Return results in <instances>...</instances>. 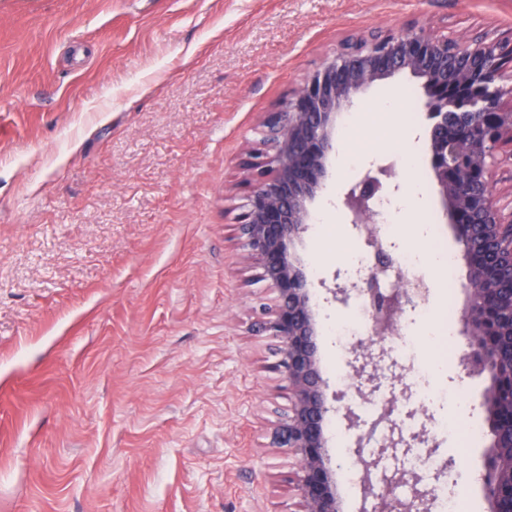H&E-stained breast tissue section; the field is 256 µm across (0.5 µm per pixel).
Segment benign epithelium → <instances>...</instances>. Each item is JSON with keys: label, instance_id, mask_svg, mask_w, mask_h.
I'll use <instances>...</instances> for the list:
<instances>
[{"label": "benign epithelium", "instance_id": "7a95c632", "mask_svg": "<svg viewBox=\"0 0 512 512\" xmlns=\"http://www.w3.org/2000/svg\"><path fill=\"white\" fill-rule=\"evenodd\" d=\"M510 57L512 49L486 33L459 40L418 27L348 39L281 110L267 113L264 148L247 153L243 169L251 190L236 216V229L245 250L243 271L276 293L258 332L277 341L273 369L288 384L290 406L274 440L295 459L288 479L295 512H341L336 471L342 463L330 455L325 427L329 415L341 408L352 418L347 391L327 395L313 284L297 245L312 223L313 203L333 176L341 151L338 120L353 110L359 93L400 72L423 81L429 164L444 219L452 224L468 266L459 333L468 342L467 362L489 380L482 407L492 435L479 481L490 512H512V286H498L503 273L512 278V211L500 207L492 180V165L507 145L506 158L512 162V100L504 101L512 90L500 85L501 61ZM394 176V163L379 160L337 194L336 208L359 230L375 262L363 273L336 272L334 285L326 288L336 302L362 296L383 308L373 336L351 350L350 367L360 387L371 393L380 387L387 355L383 337L394 333L407 308L428 292L423 278L402 274L396 275L391 295L378 291L379 276L393 257L374 226L373 204L383 188L400 190ZM393 408L387 403L380 418L366 424L352 455L362 465L363 497L375 499L374 512H420L431 505L432 488L415 472L408 479L390 476L408 486L410 499L377 491L386 482L379 463L398 441L382 439L376 456L363 455V443L390 422Z\"/></svg>", "mask_w": 512, "mask_h": 512}]
</instances>
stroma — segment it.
I'll return each instance as SVG.
<instances>
[{
    "label": "stroma",
    "instance_id": "stroma-1",
    "mask_svg": "<svg viewBox=\"0 0 512 512\" xmlns=\"http://www.w3.org/2000/svg\"><path fill=\"white\" fill-rule=\"evenodd\" d=\"M424 26L459 38H512V0H0V512H294V458L271 432L288 412L272 337L255 334L266 282L243 280L234 210L250 191L242 162L266 113L351 37ZM419 79L399 73L363 92L361 121L338 131L341 170L328 204L394 142L426 158ZM392 252H425L434 225L458 244L430 169L395 171ZM232 212H225V204ZM312 281L330 391L358 419L331 418L329 451L350 463L367 409L394 400L414 427L454 415L485 424L484 378L455 338L435 400L406 393L407 361L386 358L367 396L329 328L352 304L321 283L345 268L316 227L297 247ZM423 264L427 304L463 305ZM459 512H486L478 471L437 436Z\"/></svg>",
    "mask_w": 512,
    "mask_h": 512
}]
</instances>
